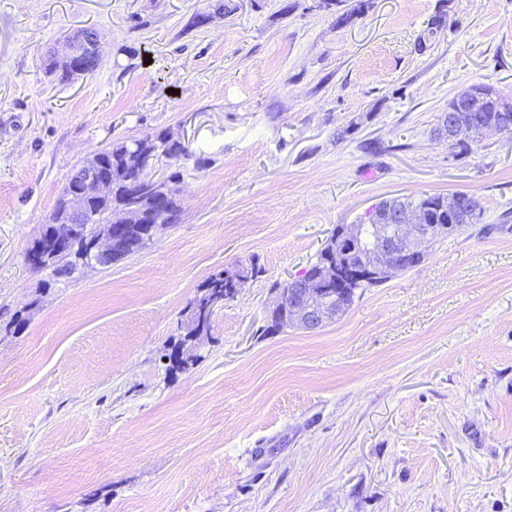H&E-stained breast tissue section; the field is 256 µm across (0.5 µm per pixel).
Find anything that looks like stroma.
Segmentation results:
<instances>
[{
    "label": "stroma",
    "instance_id": "1",
    "mask_svg": "<svg viewBox=\"0 0 512 512\" xmlns=\"http://www.w3.org/2000/svg\"><path fill=\"white\" fill-rule=\"evenodd\" d=\"M319 3L0 0V512H512V137L436 135L470 87L512 101V0L343 24ZM84 27L104 62L58 83L45 52ZM163 131L205 159L179 222L107 267L32 269L74 172ZM454 191L480 223L321 328L262 335L337 225ZM252 266L169 373L204 282Z\"/></svg>",
    "mask_w": 512,
    "mask_h": 512
}]
</instances>
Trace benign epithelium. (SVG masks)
Returning a JSON list of instances; mask_svg holds the SVG:
<instances>
[{
    "mask_svg": "<svg viewBox=\"0 0 512 512\" xmlns=\"http://www.w3.org/2000/svg\"><path fill=\"white\" fill-rule=\"evenodd\" d=\"M54 52L63 59L94 54L103 60V45L99 31L81 29L66 38ZM483 96V89L474 88L456 98L448 107L445 125H450L455 113L466 111L472 100ZM154 157L136 153L130 163L131 177L126 206V220L123 224L89 223L86 198L90 193L104 194L110 185L94 166L84 164L71 177L74 188L66 197L67 212L73 223L57 225V237L62 242L64 254L72 257L71 244L80 240L82 252L79 266H109L117 257L129 255L125 244L124 231L128 224H144L149 215L141 206L142 192L133 179L147 170ZM375 231L376 241L368 254L361 258L355 270L366 278H388L395 272L410 269L421 264L425 256L422 245L429 244L436 237L447 233L444 224H421L419 214L403 211L395 215L390 211L373 210L367 215V223L339 226L337 251L344 255L358 251L363 233ZM336 283V266L333 263L320 269L316 280L298 279L281 294L276 306L289 310L296 324L306 327H320L336 318L338 309L333 302L330 286Z\"/></svg>",
    "mask_w": 512,
    "mask_h": 512,
    "instance_id": "benign-epithelium-1",
    "label": "benign epithelium"
}]
</instances>
